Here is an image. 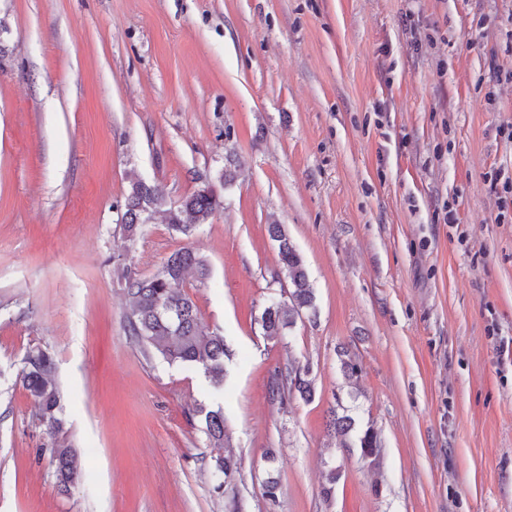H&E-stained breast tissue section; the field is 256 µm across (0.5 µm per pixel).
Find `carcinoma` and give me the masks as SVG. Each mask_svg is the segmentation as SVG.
<instances>
[{
	"mask_svg": "<svg viewBox=\"0 0 512 512\" xmlns=\"http://www.w3.org/2000/svg\"><path fill=\"white\" fill-rule=\"evenodd\" d=\"M221 205L214 188L207 185L176 203H168L164 189L141 180L131 183L124 202L119 228L125 238L135 241L142 226L152 221L153 215L163 211L168 223L185 236L192 235L200 224L209 221ZM270 238L278 243L281 273L288 281V301L273 302L261 316L264 334L280 337L291 329L302 310L314 308V293L309 287L303 259L288 238L281 224L268 225ZM193 274L199 282L209 277V263L194 248L186 246L174 251L162 268L148 277L127 273L126 297L130 307L127 332L145 350H153L167 363H178L200 369L215 387L224 385V358L229 356L224 337L209 331L189 293L183 290L187 275ZM54 355L39 346L30 349L23 359L21 380L23 387L34 398L40 419L51 435L63 429V394L55 379ZM307 399L313 392L307 373L287 369L278 374L271 394L281 399L292 392ZM204 433L209 447L216 450L212 457L215 484L213 492L222 495L239 472L240 462L231 453L224 452V411L209 410L204 415ZM334 431L339 436L356 434V443L362 457L375 458L381 443L377 432L369 427L355 432V422L349 415L334 416ZM55 473L59 486L67 491L81 478L78 457L65 443H55L53 450Z\"/></svg>",
	"mask_w": 512,
	"mask_h": 512,
	"instance_id": "cac0c4a2",
	"label": "carcinoma"
}]
</instances>
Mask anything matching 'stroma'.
I'll use <instances>...</instances> for the list:
<instances>
[{
  "label": "stroma",
  "instance_id": "stroma-1",
  "mask_svg": "<svg viewBox=\"0 0 512 512\" xmlns=\"http://www.w3.org/2000/svg\"><path fill=\"white\" fill-rule=\"evenodd\" d=\"M511 123L512 0H0V512H512V220L490 187L512 180ZM135 178L222 204L129 243ZM271 224L315 295L280 338L260 322L288 297ZM186 245L232 352L220 392L126 330L119 258L150 276ZM35 345L81 455L66 495L17 381ZM292 365L311 400L271 396ZM334 409L377 458L328 431ZM204 422V433L209 447L216 450V454L212 457L215 477L213 492L223 495L226 487L238 474L240 462L233 454L224 452V411L222 409L207 411Z\"/></svg>",
  "mask_w": 512,
  "mask_h": 512
}]
</instances>
